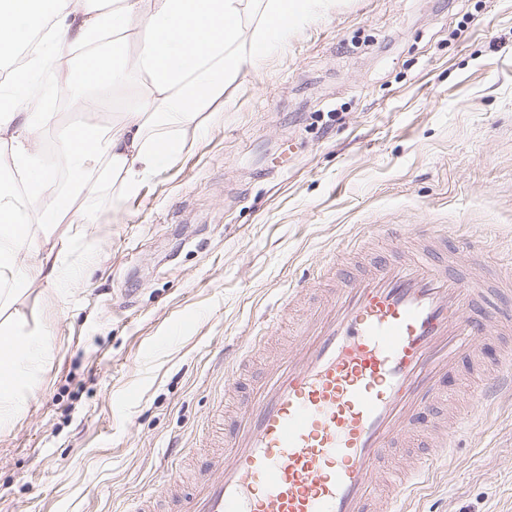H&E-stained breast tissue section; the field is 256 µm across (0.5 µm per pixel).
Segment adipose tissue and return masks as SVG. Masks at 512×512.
Masks as SVG:
<instances>
[{
  "label": "adipose tissue",
  "instance_id": "1",
  "mask_svg": "<svg viewBox=\"0 0 512 512\" xmlns=\"http://www.w3.org/2000/svg\"><path fill=\"white\" fill-rule=\"evenodd\" d=\"M334 0H0V60L22 59L0 78V310L33 276L60 287L77 274L65 262L74 239L64 224H93L79 206L104 190L137 196L174 163L205 117H218L238 80L275 41ZM79 82L88 110L111 107L131 87L122 120L72 128L44 165L30 143L55 119L50 93ZM27 320H0V425L23 410V386L50 354Z\"/></svg>",
  "mask_w": 512,
  "mask_h": 512
}]
</instances>
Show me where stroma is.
Masks as SVG:
<instances>
[{
    "mask_svg": "<svg viewBox=\"0 0 512 512\" xmlns=\"http://www.w3.org/2000/svg\"><path fill=\"white\" fill-rule=\"evenodd\" d=\"M91 206L99 223L70 233L92 264L11 305L53 354L0 428V512H128L144 494L171 512L164 451L187 485L223 438L221 351L249 347L289 283L322 296L347 242L367 268L376 225H436L489 285L512 257V0H338L136 198ZM410 512H512V396L452 435Z\"/></svg>",
    "mask_w": 512,
    "mask_h": 512,
    "instance_id": "obj_1",
    "label": "stroma"
}]
</instances>
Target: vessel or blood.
I'll return each mask as SVG.
<instances>
[{
    "label": "vessel or blood",
    "instance_id": "1",
    "mask_svg": "<svg viewBox=\"0 0 512 512\" xmlns=\"http://www.w3.org/2000/svg\"><path fill=\"white\" fill-rule=\"evenodd\" d=\"M439 231L422 226L403 258L379 256L367 273L349 268L352 247L323 300L308 310L293 343L224 413V442L206 455L190 492L177 471L166 480L176 512H406L447 446L430 463L379 467L389 452L430 438L436 403L463 367L482 369L480 345L512 331V307L478 301L446 259L429 257ZM472 407L453 416L464 432L512 394V349L500 350Z\"/></svg>",
    "mask_w": 512,
    "mask_h": 512
}]
</instances>
